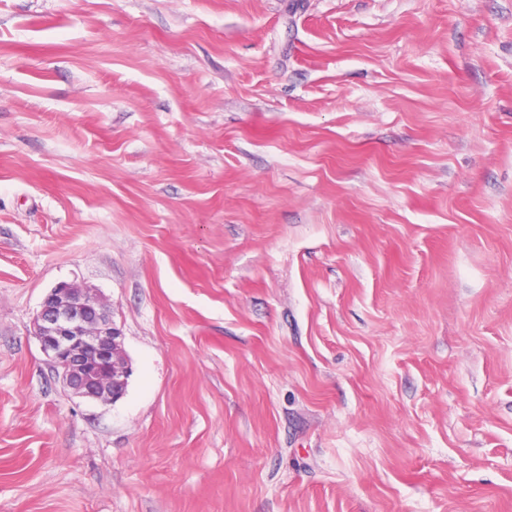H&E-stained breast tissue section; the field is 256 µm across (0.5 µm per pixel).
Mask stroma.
<instances>
[{
	"label": "stroma",
	"mask_w": 512,
	"mask_h": 512,
	"mask_svg": "<svg viewBox=\"0 0 512 512\" xmlns=\"http://www.w3.org/2000/svg\"><path fill=\"white\" fill-rule=\"evenodd\" d=\"M0 512H512V0H0ZM32 333L72 394L112 403L126 394L131 368L123 334L91 288L66 282L51 288Z\"/></svg>",
	"instance_id": "35a3bbf8"
}]
</instances>
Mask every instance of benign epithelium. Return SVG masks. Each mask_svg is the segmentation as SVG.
I'll return each instance as SVG.
<instances>
[{
  "label": "benign epithelium",
  "mask_w": 512,
  "mask_h": 512,
  "mask_svg": "<svg viewBox=\"0 0 512 512\" xmlns=\"http://www.w3.org/2000/svg\"><path fill=\"white\" fill-rule=\"evenodd\" d=\"M33 335L63 386L91 402H116L131 368L123 334L94 290L61 282L50 289L33 320Z\"/></svg>",
  "instance_id": "1"
}]
</instances>
